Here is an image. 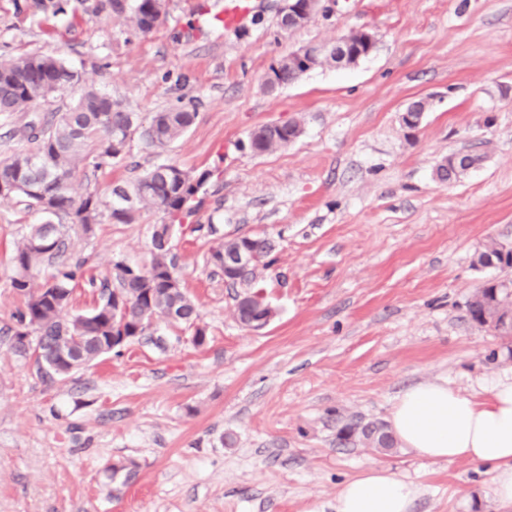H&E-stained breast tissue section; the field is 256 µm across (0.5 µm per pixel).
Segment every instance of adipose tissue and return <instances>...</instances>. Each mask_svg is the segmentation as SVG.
Masks as SVG:
<instances>
[{
    "label": "adipose tissue",
    "instance_id": "adipose-tissue-1",
    "mask_svg": "<svg viewBox=\"0 0 512 512\" xmlns=\"http://www.w3.org/2000/svg\"><path fill=\"white\" fill-rule=\"evenodd\" d=\"M390 431L418 457L490 466L497 501L512 505V378L486 396L466 395L444 380L404 389L390 413ZM419 486L382 466L344 482L335 512H412Z\"/></svg>",
    "mask_w": 512,
    "mask_h": 512
}]
</instances>
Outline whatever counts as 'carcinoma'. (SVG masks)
Returning a JSON list of instances; mask_svg holds the SVG:
<instances>
[{
    "mask_svg": "<svg viewBox=\"0 0 512 512\" xmlns=\"http://www.w3.org/2000/svg\"><path fill=\"white\" fill-rule=\"evenodd\" d=\"M109 6L115 13L130 14L134 29L147 34L158 23L164 0L123 4L109 0ZM270 70L274 74V80L266 83L270 90L286 86L305 73L288 67L284 57ZM70 92L74 96L69 102L52 112L39 111L40 103L48 98ZM0 112L27 114V121L13 132L22 147L0 159V198L15 199L43 216L41 223L30 225L11 257V288L25 299L12 328L13 353L33 360L42 378L51 379L74 372L73 364L60 358V347L70 345L81 351L79 366L83 367L99 359L100 345H112L114 336L154 341L158 320L194 329V343L203 344L205 332L196 326L195 304L181 285L171 283L179 280V274L171 257V243L165 244L163 239L172 238L174 222L195 211L196 197L211 172L195 175L173 164H157L129 185L136 195L132 211L126 208V188L122 186L112 189L110 204L94 191L79 196L72 191L81 164L91 160L93 167L101 168L124 163L136 133L147 146L163 150L190 128L196 113L186 108L156 112L144 125L122 102L87 84L61 57L43 54L0 56ZM298 127L299 123L289 122L274 136L261 125L248 135L244 146L259 155L272 152L288 145V136ZM464 171L466 167L455 164L451 155L437 166L442 181L454 180ZM147 207L163 211L169 220L153 227L149 268L143 272L115 262L112 278L92 283L96 293L93 307L84 314H68L76 281L85 265L83 261L72 266L55 265V260L68 250L70 232L88 234L105 215L116 224H130L136 213ZM241 245L248 246L258 260L271 249L265 237L239 236L224 242L212 258L220 261L224 252ZM477 263L485 268H512V251L505 253L500 245L492 244L479 254ZM229 283L247 286V291L235 296L236 311L267 305L257 290L255 271L238 274ZM117 291L126 297L120 311L112 309V296ZM507 297L497 280L485 281L467 302L471 320L495 331L509 332L503 321L512 312ZM173 311L182 313L181 318L171 319ZM357 442L384 451L395 448L394 439L381 424L353 422L338 429V445L347 447Z\"/></svg>",
    "mask_w": 512,
    "mask_h": 512,
    "instance_id": "cac0c4a2",
    "label": "carcinoma"
}]
</instances>
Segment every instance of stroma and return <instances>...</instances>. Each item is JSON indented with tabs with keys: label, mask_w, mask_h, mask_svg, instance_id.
<instances>
[{
	"label": "stroma",
	"mask_w": 512,
	"mask_h": 512,
	"mask_svg": "<svg viewBox=\"0 0 512 512\" xmlns=\"http://www.w3.org/2000/svg\"><path fill=\"white\" fill-rule=\"evenodd\" d=\"M136 33L108 0H0V55L62 57L140 121L185 106L196 118L165 150L133 137L146 171L165 162L211 176L173 252L197 324L158 322L165 349L132 342L67 377L41 379L9 348L24 300L11 256L39 214L0 199V512H333L342 483L374 465L416 481L414 512H512L488 467L445 464L399 448L340 447L349 421H388L408 386L445 379L486 393L512 375V337L474 323L466 304L485 280L491 243L512 246V0H337L283 32L278 0L225 30L224 0H165ZM352 29L377 49L348 67H316L268 90L271 64ZM424 100L417 129L404 109ZM299 122L301 136L260 156L238 143L256 127ZM482 156L459 179L437 164ZM124 165L80 166L75 194L132 182ZM101 218L63 260L86 262L71 313L93 305L88 278L112 264L147 269L154 225ZM259 235L257 265L274 310L258 332L234 314L235 288L211 258L224 239Z\"/></svg>",
	"instance_id": "stroma-1"
}]
</instances>
